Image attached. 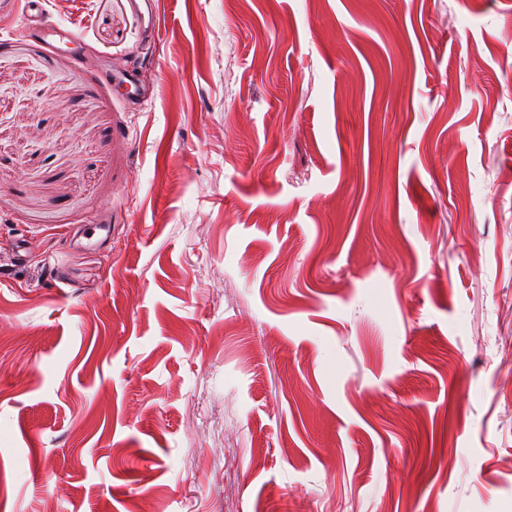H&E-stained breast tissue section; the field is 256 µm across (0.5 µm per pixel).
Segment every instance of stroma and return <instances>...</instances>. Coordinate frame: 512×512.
Returning a JSON list of instances; mask_svg holds the SVG:
<instances>
[{"mask_svg":"<svg viewBox=\"0 0 512 512\" xmlns=\"http://www.w3.org/2000/svg\"><path fill=\"white\" fill-rule=\"evenodd\" d=\"M48 10L0 38V512H512V0ZM8 4L10 9L7 13L12 12L15 7L21 12L23 17L33 22L39 30L40 37L47 41L49 46L56 47L55 42L67 39L72 42L74 37L73 29H63L55 22L47 9L46 0H2L0 2V13L4 11V4Z\"/></svg>","mask_w":512,"mask_h":512,"instance_id":"1","label":"stroma"}]
</instances>
